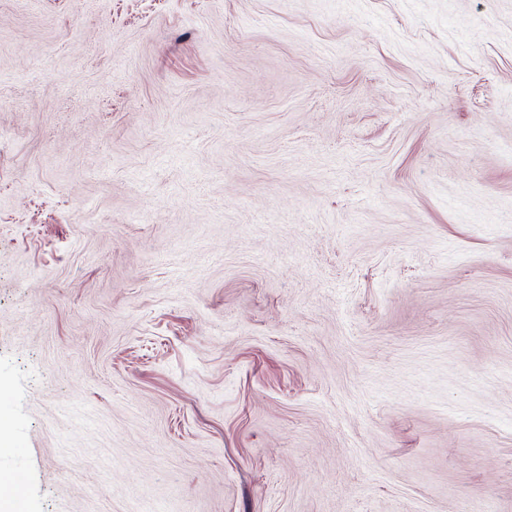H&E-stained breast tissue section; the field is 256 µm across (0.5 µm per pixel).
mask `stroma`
Listing matches in <instances>:
<instances>
[{
    "label": "stroma",
    "mask_w": 512,
    "mask_h": 512,
    "mask_svg": "<svg viewBox=\"0 0 512 512\" xmlns=\"http://www.w3.org/2000/svg\"><path fill=\"white\" fill-rule=\"evenodd\" d=\"M0 410L29 512H512V0H0Z\"/></svg>",
    "instance_id": "stroma-1"
}]
</instances>
